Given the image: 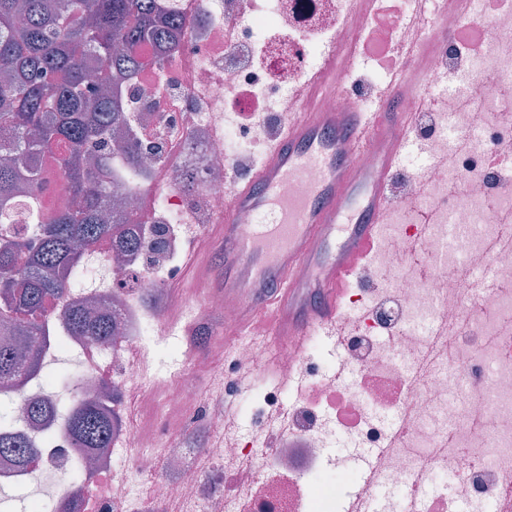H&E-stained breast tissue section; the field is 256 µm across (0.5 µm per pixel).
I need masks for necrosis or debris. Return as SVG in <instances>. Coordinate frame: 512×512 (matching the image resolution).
Returning <instances> with one entry per match:
<instances>
[{"instance_id":"obj_1","label":"necrosis or debris","mask_w":512,"mask_h":512,"mask_svg":"<svg viewBox=\"0 0 512 512\" xmlns=\"http://www.w3.org/2000/svg\"><path fill=\"white\" fill-rule=\"evenodd\" d=\"M384 3L369 0L355 14L350 0H163L182 20L179 36L160 52L143 45L146 67L119 87L127 121L112 148L116 167L134 155L149 190L131 192L112 221L146 241L164 227V261L119 262L107 243L85 252L95 275L51 303L50 328H61L70 303H91L111 312L118 339L54 345L77 365L72 386L49 391L36 379L0 391V427L29 434L38 453L33 469L0 460V487L29 491L25 512L66 499L76 512H170L175 502L184 512H339L354 481L326 468L339 449L380 450L378 512H502L512 499V223L500 221L512 216V193L489 196L495 173L486 163L512 147V0H473L442 27L426 23L416 41L432 80L463 93L432 110L427 158L399 184L432 224L417 230L400 208L383 220L374 305L342 346L347 379L263 337L236 342L235 372H257L273 356L282 373L311 381L285 406L264 395L263 405L284 409L269 445L225 432L223 405H207L195 382L207 356L185 355L177 382L164 386L142 384L129 367L132 353L169 343L170 310L234 320L238 299L168 289L180 250L223 219L232 151L287 123L291 90L323 49L393 50L400 15ZM100 386L120 393V426L104 463L78 486L69 471L81 456L64 417L46 433L30 428L25 408ZM195 421L209 435L200 448L190 445ZM147 472L153 478L139 488Z\"/></svg>"}]
</instances>
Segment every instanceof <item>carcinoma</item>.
Returning a JSON list of instances; mask_svg holds the SVG:
<instances>
[{
	"label": "carcinoma",
	"instance_id": "1",
	"mask_svg": "<svg viewBox=\"0 0 512 512\" xmlns=\"http://www.w3.org/2000/svg\"><path fill=\"white\" fill-rule=\"evenodd\" d=\"M180 18L163 13L159 0H0V385L40 376L62 384L67 373L45 374L42 354L50 344L43 319L48 305L73 286L80 255L107 241L128 253L140 250L110 224L104 204L115 189L95 170L109 161L112 130L125 120L114 97L116 81L143 70V42L159 47L175 38ZM51 157L63 192L76 205L46 214L48 181L36 161ZM40 225L35 239L15 226L18 202ZM116 328L109 313L68 309L63 334L102 342ZM40 429L54 421L44 403L27 408ZM78 448L95 455L112 444V411L102 401L78 400L66 415ZM34 443L0 432V458L27 467Z\"/></svg>",
	"mask_w": 512,
	"mask_h": 512
}]
</instances>
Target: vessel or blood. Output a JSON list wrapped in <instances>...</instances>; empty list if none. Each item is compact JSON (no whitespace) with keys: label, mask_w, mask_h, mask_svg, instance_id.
Here are the masks:
<instances>
[{"label":"vessel or blood","mask_w":512,"mask_h":512,"mask_svg":"<svg viewBox=\"0 0 512 512\" xmlns=\"http://www.w3.org/2000/svg\"><path fill=\"white\" fill-rule=\"evenodd\" d=\"M341 52L324 51L311 79L294 91L297 110L271 143L267 159L227 188L224 219L198 237L186 268L199 270L208 253L222 257L220 268L203 277L207 293L239 299L235 321L166 319L171 333L202 330L232 340L267 336L278 346L305 354L313 337L341 345L351 328L343 303L358 285L381 240L380 218L397 207L395 184L409 153L419 148L420 115L400 108L402 98L427 101V67L414 54L395 70L376 95L372 110L359 106L325 108L336 91ZM371 153L372 165L359 157ZM302 184L301 193L288 191ZM251 214L254 224L240 222ZM362 476L344 512H366L378 462L364 456Z\"/></svg>","instance_id":"obj_1"}]
</instances>
